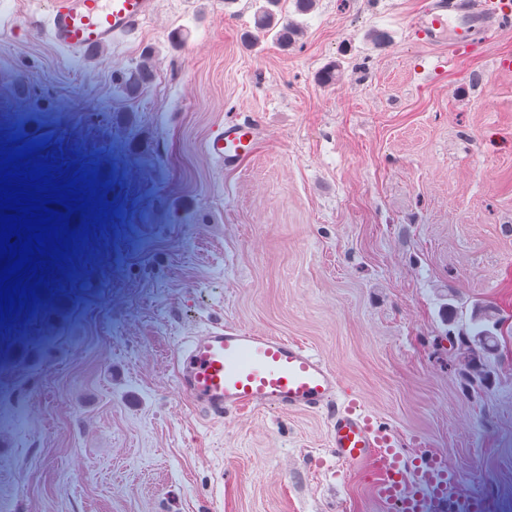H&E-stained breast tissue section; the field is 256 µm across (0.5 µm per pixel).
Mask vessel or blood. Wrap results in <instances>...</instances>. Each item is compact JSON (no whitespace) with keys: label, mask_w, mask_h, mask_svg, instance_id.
<instances>
[{"label":"vessel or blood","mask_w":512,"mask_h":512,"mask_svg":"<svg viewBox=\"0 0 512 512\" xmlns=\"http://www.w3.org/2000/svg\"><path fill=\"white\" fill-rule=\"evenodd\" d=\"M156 0H53L47 34L58 47L89 52L133 31L155 13ZM503 0H485L481 10L447 0L424 16L418 31L458 47L472 46L477 25L504 18ZM257 142L247 122L216 128L205 143L207 154L224 166L249 157ZM181 384L210 413L251 406L280 411L319 409L339 398L335 371L302 343L281 336L227 326L191 337L180 350ZM330 446L345 466L373 472L369 492L389 512H482L481 499L457 497L462 475L437 452L421 454L406 470L393 434L375 427L364 409L347 405L332 421Z\"/></svg>","instance_id":"vessel-or-blood-1"}]
</instances>
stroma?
I'll return each mask as SVG.
<instances>
[{
  "label": "stroma",
  "instance_id": "35a3bbf8",
  "mask_svg": "<svg viewBox=\"0 0 512 512\" xmlns=\"http://www.w3.org/2000/svg\"><path fill=\"white\" fill-rule=\"evenodd\" d=\"M264 3L159 0L89 53L0 0V151L38 142L107 205L0 322V512H386L336 466L335 407L217 417L180 389L181 340L213 326L310 347L407 456L512 512V21L458 49L418 37L428 0H287L296 43L252 46ZM234 118L258 140L227 168L205 143ZM477 305L502 320L486 386L448 339Z\"/></svg>",
  "mask_w": 512,
  "mask_h": 512
}]
</instances>
